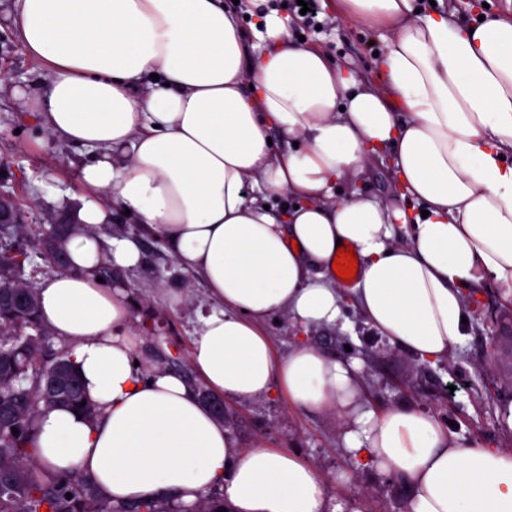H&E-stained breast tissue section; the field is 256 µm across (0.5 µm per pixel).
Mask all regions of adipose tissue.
<instances>
[{
  "label": "adipose tissue",
  "mask_w": 512,
  "mask_h": 512,
  "mask_svg": "<svg viewBox=\"0 0 512 512\" xmlns=\"http://www.w3.org/2000/svg\"><path fill=\"white\" fill-rule=\"evenodd\" d=\"M336 10L387 30L383 85L293 40L271 0H17L18 36L46 68L19 96L50 138L94 152L81 178L112 200L83 204L69 269L37 290L99 410L40 414L35 458L52 472L88 474L117 502L192 506L220 485L226 512H362L329 503L319 471L288 450L233 447L182 375L136 366L126 293L96 270L136 267L151 237L216 304L191 350L213 392L246 401L277 383L296 405L336 406L352 460L402 478L409 512H512L511 451L461 447L406 403L374 412L356 361L303 340L275 358L263 328L275 313L342 320L329 275L341 245L361 260L347 292L367 324L423 364L464 342V289L512 288V20L416 0ZM375 159L412 208L337 196ZM286 193L298 208L268 209ZM119 213L139 231L103 249L97 230Z\"/></svg>",
  "instance_id": "ef3b65f1"
}]
</instances>
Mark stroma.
<instances>
[{
	"label": "stroma",
	"mask_w": 512,
	"mask_h": 512,
	"mask_svg": "<svg viewBox=\"0 0 512 512\" xmlns=\"http://www.w3.org/2000/svg\"><path fill=\"white\" fill-rule=\"evenodd\" d=\"M14 0H0V193L20 208L25 234L38 240L50 221L70 220L75 204L89 197L81 169L90 155L82 147L49 139L12 94L43 81L46 72L28 56L15 34ZM319 28L291 29V36L325 51L339 66L353 70L367 84L382 80L376 51L381 33L363 23L336 16V0H321ZM138 267L119 270L127 289L133 326L140 342L139 364L193 374L191 345L201 316L214 304L205 286L179 268L156 240L142 244ZM473 318L462 347L430 367L389 344L345 301V327H310L287 318L267 321L264 330L276 354L303 338L339 359L356 358L371 408L381 411L403 401L452 422L451 433L464 447L511 448L512 431L504 429L499 408L512 402V290L498 286L471 291ZM459 380L465 387L449 394ZM224 425L238 448H285L319 471L329 501L358 500L363 512H408V494L400 478L374 466L357 467L342 447V432L329 409L293 404L280 388L262 399L224 403Z\"/></svg>",
	"instance_id": "stroma-1"
}]
</instances>
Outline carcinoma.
<instances>
[{"label":"carcinoma","instance_id":"obj_1","mask_svg":"<svg viewBox=\"0 0 512 512\" xmlns=\"http://www.w3.org/2000/svg\"><path fill=\"white\" fill-rule=\"evenodd\" d=\"M47 332L38 298L23 311L0 302V512H176L173 501L112 502L87 474L55 475L34 458L35 420L44 411L73 407L89 418L97 416L86 400L70 353L46 350ZM59 374L64 387L50 400L41 398L46 377ZM38 398L32 404V398ZM17 432H12V429Z\"/></svg>","mask_w":512,"mask_h":512}]
</instances>
